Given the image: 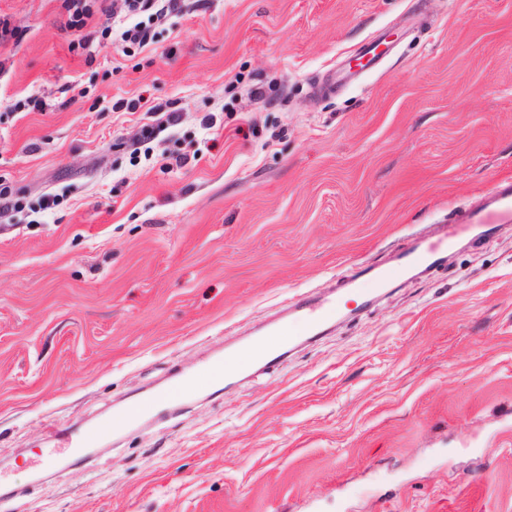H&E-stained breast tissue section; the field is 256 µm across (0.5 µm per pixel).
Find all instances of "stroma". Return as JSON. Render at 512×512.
I'll use <instances>...</instances> for the list:
<instances>
[{
	"mask_svg": "<svg viewBox=\"0 0 512 512\" xmlns=\"http://www.w3.org/2000/svg\"><path fill=\"white\" fill-rule=\"evenodd\" d=\"M62 4L0 0V512H512V223L358 274L371 308L46 462L512 179V0H213L150 51L97 14L88 52ZM379 31V67L315 92ZM155 104L180 122L130 157ZM104 427H94L86 431L81 437L76 439L68 440L66 443V447L64 448L67 451L69 457L73 459H79L83 452V448H93L100 438Z\"/></svg>",
	"mask_w": 512,
	"mask_h": 512,
	"instance_id": "1",
	"label": "stroma"
}]
</instances>
